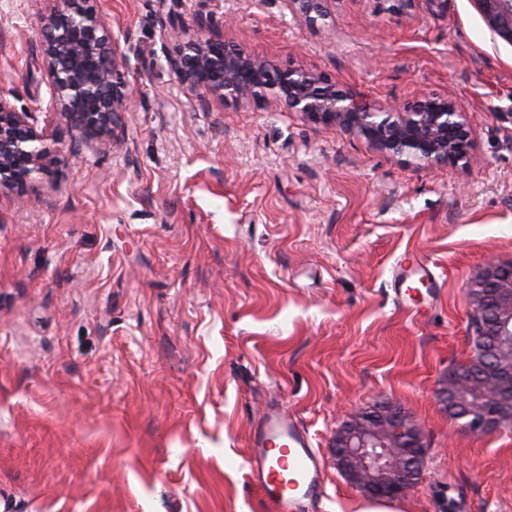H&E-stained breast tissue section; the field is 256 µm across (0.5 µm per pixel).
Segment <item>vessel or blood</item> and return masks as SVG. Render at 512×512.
I'll return each instance as SVG.
<instances>
[{
	"label": "vessel or blood",
	"instance_id": "vessel-or-blood-1",
	"mask_svg": "<svg viewBox=\"0 0 512 512\" xmlns=\"http://www.w3.org/2000/svg\"><path fill=\"white\" fill-rule=\"evenodd\" d=\"M322 458L308 432L280 406L268 407L249 450V477L273 512H302L321 483Z\"/></svg>",
	"mask_w": 512,
	"mask_h": 512
}]
</instances>
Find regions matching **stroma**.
<instances>
[{
    "label": "stroma",
    "mask_w": 512,
    "mask_h": 512,
    "mask_svg": "<svg viewBox=\"0 0 512 512\" xmlns=\"http://www.w3.org/2000/svg\"><path fill=\"white\" fill-rule=\"evenodd\" d=\"M0 0V93L47 101L38 17ZM133 96L107 151L38 113L60 157L0 188V502L7 512H271L249 480L266 407L324 461L305 512L367 496L337 431L393 403L427 449L398 512H512V429L438 396L473 356L467 293L512 259V45L473 0H97ZM230 46L364 103L456 101L469 159L416 168L270 99L202 107L168 67L198 16ZM436 280L397 300L404 255Z\"/></svg>",
    "instance_id": "stroma-1"
}]
</instances>
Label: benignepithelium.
Listing matches in <instances>:
<instances>
[{
	"mask_svg": "<svg viewBox=\"0 0 512 512\" xmlns=\"http://www.w3.org/2000/svg\"><path fill=\"white\" fill-rule=\"evenodd\" d=\"M49 13L38 18L39 52L46 73V111L58 114L81 141L107 150L132 97L120 71L121 54L112 41L95 0H53ZM324 0H291L296 15L311 20L323 13ZM492 34L512 45V0H475ZM171 70L203 106L274 99L292 112L334 124L366 138L374 147L421 167L459 162L469 155L465 111L446 97H429L410 109L392 104L370 106L336 88L322 73L310 69L274 68L224 43L210 30L193 37L168 59ZM58 162L55 140L38 128L32 113L18 112L0 94V186L17 192ZM482 289L471 304L476 336H500L512 316V261L486 263L471 283ZM501 404L512 419V369L501 375ZM355 412L347 430L336 435V468L347 480L371 495L399 497L418 483L425 448L419 429L406 430L402 413L373 425ZM451 421L473 435L489 432L482 408Z\"/></svg>",
	"mask_w": 512,
	"mask_h": 512,
	"instance_id": "7a95c632",
	"label": "benign epithelium"
}]
</instances>
